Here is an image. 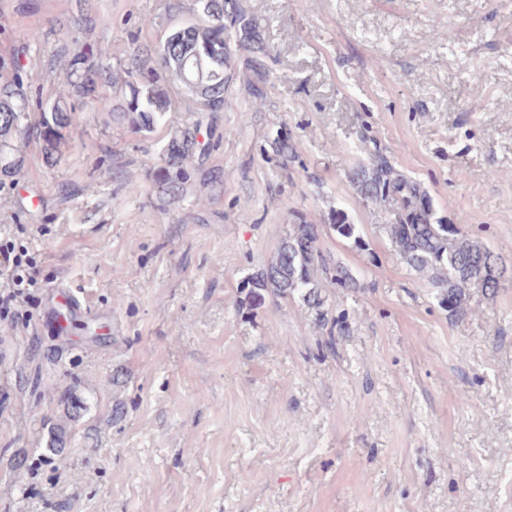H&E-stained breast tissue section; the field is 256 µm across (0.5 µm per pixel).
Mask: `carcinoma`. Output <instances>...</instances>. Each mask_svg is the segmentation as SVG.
<instances>
[{
    "label": "carcinoma",
    "instance_id": "1",
    "mask_svg": "<svg viewBox=\"0 0 512 512\" xmlns=\"http://www.w3.org/2000/svg\"><path fill=\"white\" fill-rule=\"evenodd\" d=\"M192 18L173 28L156 48L138 47L129 54L128 66L114 70L103 63L108 47L90 46L79 37L87 22L81 17L67 34L61 56L67 65L48 101L32 96L30 78L14 54H0V190L17 185L26 164L22 144L38 137L45 164L57 166L72 146V133L89 107L106 112L136 134H150L172 111L171 88L185 95L188 112H223L231 107L230 88L240 75L243 51L250 72L248 91L262 99L259 82L267 72L259 54L265 39L261 26L242 0H194ZM120 102L112 103V96ZM201 121L166 131L165 143L156 157L144 160L151 170L161 207L187 194L192 174L213 189L224 184V171L206 168L214 143L198 140ZM282 162L294 148L282 132L272 141ZM364 201L387 207L393 222L386 225L389 241L405 263L440 289V304L454 316L479 294L495 296L507 280L509 267L480 240L460 232L455 224L437 217L426 190L417 180L395 169L381 155L369 166L359 165L350 174ZM330 228L359 247L363 239L357 225L345 215ZM352 288L355 279L343 265L329 264L319 245V228L306 222L292 224L280 244L256 275L245 281L240 307L265 305L269 297L299 299L314 311L317 324H327L325 284Z\"/></svg>",
    "mask_w": 512,
    "mask_h": 512
}]
</instances>
